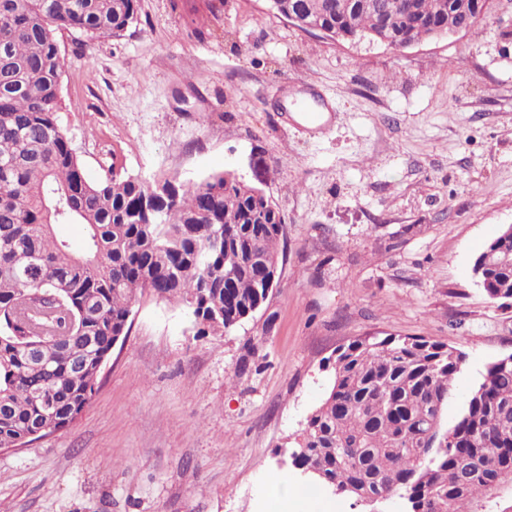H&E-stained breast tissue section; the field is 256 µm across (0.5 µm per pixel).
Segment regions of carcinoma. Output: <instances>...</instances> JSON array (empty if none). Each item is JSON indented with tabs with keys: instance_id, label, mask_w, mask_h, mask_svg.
Here are the masks:
<instances>
[{
	"instance_id": "obj_1",
	"label": "carcinoma",
	"mask_w": 512,
	"mask_h": 512,
	"mask_svg": "<svg viewBox=\"0 0 512 512\" xmlns=\"http://www.w3.org/2000/svg\"><path fill=\"white\" fill-rule=\"evenodd\" d=\"M339 29L343 41L401 45L467 32L475 0H279ZM139 0H0V447L41 421L67 428L98 389L100 362L127 336L148 293L177 299L195 322L226 331L266 301L264 263L279 261L280 211L243 179L213 173L178 184L115 175L92 182L60 125L59 34L121 37ZM82 224L76 255L54 225ZM512 239L501 233L474 269L489 298L512 305ZM36 345L40 359L23 349ZM84 371L75 373L71 363ZM464 356L418 336L355 340L336 353L333 382L297 445L326 479L398 494L410 508L503 512L512 497V365L490 362L453 421L445 410Z\"/></svg>"
}]
</instances>
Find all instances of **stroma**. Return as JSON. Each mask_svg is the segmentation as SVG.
<instances>
[{
	"mask_svg": "<svg viewBox=\"0 0 512 512\" xmlns=\"http://www.w3.org/2000/svg\"><path fill=\"white\" fill-rule=\"evenodd\" d=\"M61 125L87 175L236 171L284 221L262 309L200 332L141 296L90 404L0 452V512H266L337 349L421 336L465 355L448 417L512 353V306L471 276L512 224V0L402 49L301 32L265 0H140L123 37L62 32ZM330 105L319 126L294 105Z\"/></svg>",
	"mask_w": 512,
	"mask_h": 512,
	"instance_id": "1",
	"label": "stroma"
}]
</instances>
